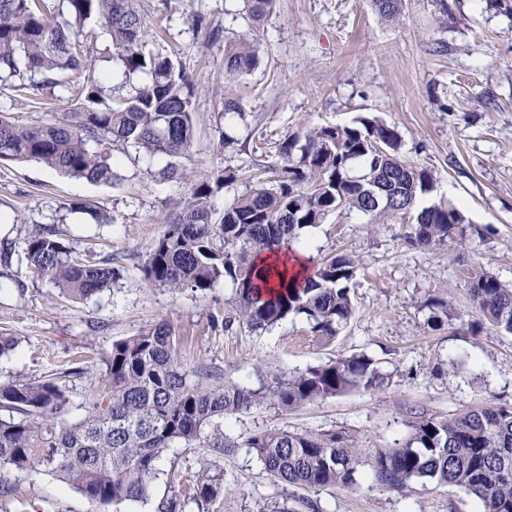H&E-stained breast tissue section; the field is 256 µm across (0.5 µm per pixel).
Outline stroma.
<instances>
[{
    "label": "stroma",
    "mask_w": 512,
    "mask_h": 512,
    "mask_svg": "<svg viewBox=\"0 0 512 512\" xmlns=\"http://www.w3.org/2000/svg\"><path fill=\"white\" fill-rule=\"evenodd\" d=\"M243 0H142L154 51L176 54L192 82L193 138L178 163L187 177L162 180V160L121 156L122 178L112 185L63 176L34 161L0 164V251L21 250L38 224L60 228L76 253L94 246L121 275L111 291L84 302L60 298L25 263L0 266V320L18 345L0 359V382L37 379L53 364L83 351L84 375L69 385L71 419L81 415L85 389L100 385V357L113 341L166 322L181 339L188 367L252 384L257 370L305 369L337 357L367 354L389 375L386 388L318 400L288 411L263 406L225 420L241 438L259 429H336L355 437L365 459L356 485L308 491L320 512H480L463 490L417 480L397 490L375 482L370 460L402 444L409 408L442 416L492 400L512 404V335L490 328L468 331L470 309L463 267L479 265L512 286V15L485 0H404L381 16L370 0H276L259 26L248 27ZM201 15L227 34L248 33L260 63L232 84L224 82V44L207 41L193 23ZM240 98L242 113H225L224 95ZM68 95L30 97L0 88V114L40 124L68 111ZM379 117L402 137L405 160L432 171L434 201L458 203L472 226L466 244L433 250L407 244L408 222L371 223L364 216L330 215L302 236L313 258H358L352 285L355 313L332 340L314 336L304 316L291 315L252 330L234 314V290L171 291L141 272L153 243L186 206L196 178L224 168L236 181L214 187L210 204L223 212L241 194L252 161L280 162V145L306 129ZM232 142L223 145L221 135ZM91 203L105 216L75 210ZM439 295L455 314L429 322L424 301ZM220 467L231 476L208 512H281L292 492L274 485L256 455L234 448H173L150 496L109 512H157L180 493L173 463ZM19 490L11 512H100L56 479L8 473Z\"/></svg>",
    "instance_id": "stroma-1"
}]
</instances>
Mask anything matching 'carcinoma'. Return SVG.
I'll return each instance as SVG.
<instances>
[{
    "instance_id": "carcinoma-1",
    "label": "carcinoma",
    "mask_w": 512,
    "mask_h": 512,
    "mask_svg": "<svg viewBox=\"0 0 512 512\" xmlns=\"http://www.w3.org/2000/svg\"><path fill=\"white\" fill-rule=\"evenodd\" d=\"M142 0H59L47 12L41 0H0V84L32 90L26 80L71 93L69 74L88 69L82 38L99 26L112 42L127 94L104 104L100 80L78 91L70 111L38 125L0 115V161H35L62 175L114 183L120 154L144 153L168 162L165 180L184 173L172 159L192 140V86L168 55L149 48ZM275 0H244L256 25ZM210 39H224V76L251 71L258 49L245 36L223 30L198 16ZM282 162L270 185L258 176L221 214L210 205L213 186L237 180L224 169L200 180L176 221L152 245L144 277L172 291L205 292L223 280L235 288V312L253 330L266 329L291 314L305 316L311 332L331 340L354 314L351 288L357 259H323L299 285L286 278L271 288L254 266L261 253L299 241L303 229L329 215L352 213L375 223L413 215L408 242L423 250L462 241L467 219L456 206L415 211L418 199L435 188L433 174L406 162L399 132L377 117L361 116L347 125L314 127L281 144ZM24 261L37 277L73 300L100 297L118 271L107 260L76 258L59 228L37 225L24 239ZM472 312L494 329L512 334V288L472 266L464 271ZM431 322L448 317V301L424 302ZM18 345L0 327V358ZM101 361L100 388L87 393L83 417L66 418L67 381L84 373L79 362L63 365L37 380L0 385V473L39 469L92 503L119 505L147 499L171 448H249L276 485L307 490L356 482L357 443L343 431L258 430L244 441L224 435V418L263 404L284 410L355 391L385 386L389 374L366 354L351 355L303 371L257 370L253 386L212 378L188 368L171 327L157 323L112 343ZM410 434L396 448L379 453L371 465L375 480L402 489L418 479L457 486L476 498L483 512H512V405L487 402L451 416L409 411ZM185 493L163 501L157 512H185L189 501H214L224 474L200 469L173 470Z\"/></svg>"
}]
</instances>
